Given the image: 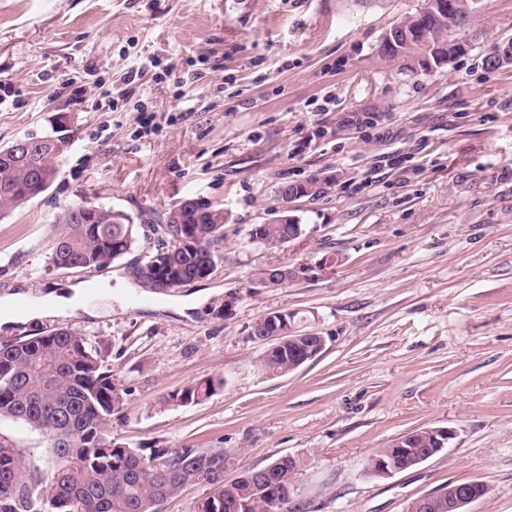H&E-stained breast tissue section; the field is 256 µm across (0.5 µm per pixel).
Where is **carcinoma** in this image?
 Segmentation results:
<instances>
[{
    "instance_id": "obj_1",
    "label": "carcinoma",
    "mask_w": 512,
    "mask_h": 512,
    "mask_svg": "<svg viewBox=\"0 0 512 512\" xmlns=\"http://www.w3.org/2000/svg\"><path fill=\"white\" fill-rule=\"evenodd\" d=\"M459 26L446 13L434 22L429 37L413 36L401 50L380 53L389 58L409 57L424 68L436 65L435 57L448 46V31ZM29 188L26 168L0 163V211L22 205ZM84 200L69 205L60 217L49 264L61 268L104 269L110 267L133 245L132 222L123 224H71L69 210L91 207ZM182 222L200 235L198 247H180L175 240ZM166 241L159 249L166 253L175 286L201 279L202 269L214 263L213 247L224 240V210L212 208L208 223L198 224L195 211L180 202L168 213ZM288 236V225H261L267 248L279 249ZM138 282L153 293L156 276L154 255L137 268ZM306 344L283 347V353L262 354L258 368L273 376L288 373L295 354ZM215 391L214 381H204L171 394L169 401L186 406ZM128 390L116 374L100 363L86 347L84 337L74 331L36 336L0 345V417L20 421L42 433L46 452L54 467L46 488L41 480L23 481V464L10 446L0 441V512H33V498L43 512H159L168 498L191 486H204L207 493L194 505V512H300L294 500V486L283 480L285 469L297 471L301 461L269 469L243 468L242 479L224 481V463L237 456L224 449L185 448L170 453L154 449L145 454L114 442L107 434L112 416L120 414ZM411 455L388 445L368 460L365 471L373 474L378 460L396 458L412 462L433 447L431 437L419 428L411 431Z\"/></svg>"
}]
</instances>
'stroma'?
<instances>
[{
	"instance_id": "1",
	"label": "stroma",
	"mask_w": 512,
	"mask_h": 512,
	"mask_svg": "<svg viewBox=\"0 0 512 512\" xmlns=\"http://www.w3.org/2000/svg\"><path fill=\"white\" fill-rule=\"evenodd\" d=\"M420 4L0 0V82L11 86L0 147L64 141L51 186L0 215V297L85 282L96 311L0 329V344L80 333L129 390L114 441L236 450L245 467L299 458L304 512H406L474 480L488 493L468 512H512V60L485 64L512 41V0H481L448 33L456 53L430 71L378 53ZM312 176L325 185L295 203L304 235L274 250L250 240L276 217L280 187ZM186 198L224 211L213 269L138 304L134 271ZM81 199L133 220L134 244L107 272L126 288L50 266L57 219ZM336 255L330 275L252 285L260 269ZM205 290L189 316L172 310ZM276 311L327 340L282 376L258 368L264 346L248 336ZM211 379L202 401L170 402ZM422 427L456 436L393 476L365 472L378 449ZM0 441L26 476L49 479L39 432L0 418Z\"/></svg>"
}]
</instances>
